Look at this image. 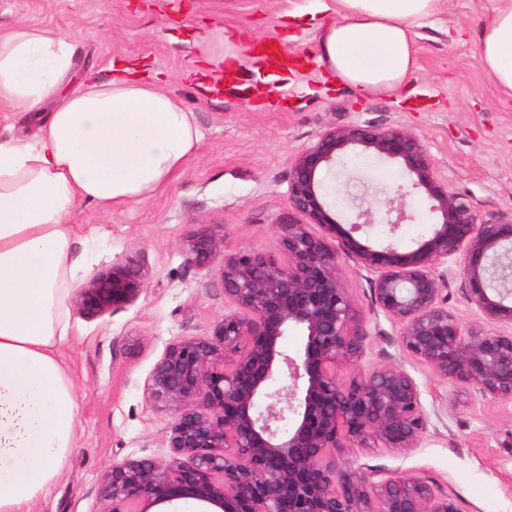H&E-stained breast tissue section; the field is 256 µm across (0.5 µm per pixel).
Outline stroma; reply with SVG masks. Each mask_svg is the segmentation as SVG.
Returning <instances> with one entry per match:
<instances>
[{
    "label": "stroma",
    "instance_id": "stroma-1",
    "mask_svg": "<svg viewBox=\"0 0 512 512\" xmlns=\"http://www.w3.org/2000/svg\"><path fill=\"white\" fill-rule=\"evenodd\" d=\"M0 0V30L18 24L72 36L76 70L107 74L113 58L145 62L165 91L195 112L202 133L197 156L167 191L142 203L102 210L80 205L75 223L104 236L91 269L139 251L150 271L146 289L125 310L87 320L71 313L62 353L79 402V426L62 474L32 512H99L97 486L113 462L166 459L174 412L155 407L145 383L166 347L205 336L224 315L219 277L190 265L179 245L206 224L224 227L226 251L277 250L276 227L298 220L288 204L291 162L328 126L351 122L402 127L418 135L451 192L464 195L478 220L512 219V101L486 72L477 42L486 0H446L442 14L417 28V93L361 96L326 80L307 63L332 12L296 26L283 40L280 16L290 0ZM207 24L241 29L253 46L281 41L296 74L278 79L269 63L239 71L233 83L201 94L193 79L188 29ZM328 202L347 192L381 201L402 194L410 221L368 229L370 242L410 249L427 239L436 216L397 161L353 151L319 175ZM404 362L430 416L420 448H340L343 462L367 472L411 471L444 488L456 512H512V402L485 403L456 393L425 366L407 360L393 336H369L364 368Z\"/></svg>",
    "mask_w": 512,
    "mask_h": 512
}]
</instances>
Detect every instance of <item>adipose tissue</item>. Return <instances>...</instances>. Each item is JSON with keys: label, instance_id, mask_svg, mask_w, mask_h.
<instances>
[{"label": "adipose tissue", "instance_id": "1", "mask_svg": "<svg viewBox=\"0 0 512 512\" xmlns=\"http://www.w3.org/2000/svg\"><path fill=\"white\" fill-rule=\"evenodd\" d=\"M446 0H334L320 34L327 75L358 91L408 89L413 36ZM198 72L219 78L250 45L221 27L198 29ZM484 67L512 96V0H488L479 32ZM73 41L17 25L0 32V512H30L59 477L79 422L62 349L68 300L87 268L88 236L73 216L163 194L196 155L194 112L131 60L72 87ZM51 111H44V104ZM39 112L29 134L12 117Z\"/></svg>", "mask_w": 512, "mask_h": 512}]
</instances>
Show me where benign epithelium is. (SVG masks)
I'll return each instance as SVG.
<instances>
[{
	"instance_id": "7a95c632",
	"label": "benign epithelium",
	"mask_w": 512,
	"mask_h": 512,
	"mask_svg": "<svg viewBox=\"0 0 512 512\" xmlns=\"http://www.w3.org/2000/svg\"><path fill=\"white\" fill-rule=\"evenodd\" d=\"M360 150L397 160L433 202L431 237L402 252L358 233L377 223L356 206L346 229L327 206L318 174ZM290 207L303 220L278 224V254L229 253L224 233L205 226L181 243L189 264L219 276L227 309L207 336L164 350L146 383L148 398L175 410L164 460L125 459L100 477V512H150L192 498L222 512H454L448 494L415 473L374 475L341 466L338 448L420 447L429 416L419 385L397 362L345 382L369 333L339 278L342 257L367 273L380 318L403 353L485 402L512 401V220L480 223L448 190L424 142L397 126L331 125L291 163ZM391 228L412 219L403 201L384 210ZM149 269L134 251L97 270L72 295L88 320L133 305ZM458 291L491 329L448 308ZM292 330L304 336L283 349Z\"/></svg>"
}]
</instances>
